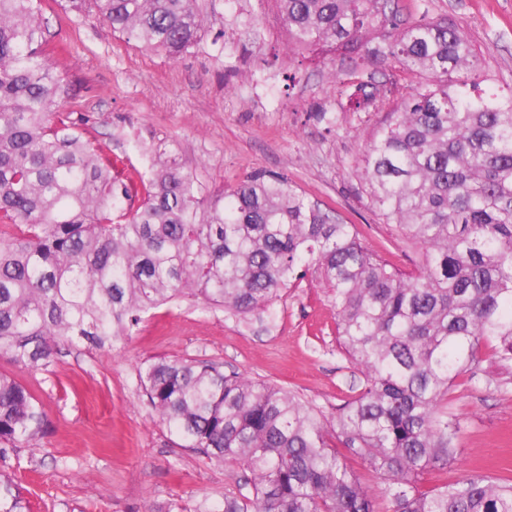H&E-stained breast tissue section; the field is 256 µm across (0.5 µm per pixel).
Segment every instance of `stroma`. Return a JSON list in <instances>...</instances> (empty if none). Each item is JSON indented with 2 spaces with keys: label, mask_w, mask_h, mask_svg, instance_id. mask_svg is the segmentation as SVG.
Returning <instances> with one entry per match:
<instances>
[{
  "label": "stroma",
  "mask_w": 512,
  "mask_h": 512,
  "mask_svg": "<svg viewBox=\"0 0 512 512\" xmlns=\"http://www.w3.org/2000/svg\"><path fill=\"white\" fill-rule=\"evenodd\" d=\"M198 4L203 38L172 60L43 0L46 36L65 46L51 62L74 90L66 109L78 131L143 172L150 158L142 144L177 142L186 165L214 192L255 172L281 174L354 225L366 247L413 271L416 249L367 205L355 171L416 75L397 67L377 72L382 91L352 112L350 76L330 77L329 59L289 51L276 0ZM403 4L408 19L426 14L457 23L499 87L512 86V0ZM335 329L330 294L311 271L247 319L182 300L149 311L131 335L104 346L58 343L40 369L0 355V373L25 385L46 418L32 445L0 459V474L31 512H197L237 489L243 471L180 447L147 404L139 368L163 358L210 361L293 390L332 415L364 384ZM465 377L451 409L459 468L512 470V369L498 367L482 348Z\"/></svg>",
  "instance_id": "obj_1"
}]
</instances>
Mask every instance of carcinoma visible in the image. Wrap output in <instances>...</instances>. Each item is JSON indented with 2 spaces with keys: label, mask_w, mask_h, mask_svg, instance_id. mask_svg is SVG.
<instances>
[{
  "label": "carcinoma",
  "mask_w": 512,
  "mask_h": 512,
  "mask_svg": "<svg viewBox=\"0 0 512 512\" xmlns=\"http://www.w3.org/2000/svg\"><path fill=\"white\" fill-rule=\"evenodd\" d=\"M291 49L340 52L350 107L380 92L385 61L423 75L368 145L356 176L384 224L417 246L404 273L282 176L251 175L215 197L177 150L153 145L141 174L104 157L62 110L42 0H0V355L47 363L74 337L102 346L182 298L260 314L314 265L339 344L364 386L327 417L297 394L208 361L160 359L139 382L179 446L235 464L239 491L202 512H379L348 462L377 472L389 512H512V477L457 461L451 389L488 347L512 366V88L490 81L446 18L404 19L401 0H279ZM61 7L178 58L201 38L196 0H61ZM32 393L0 374V457L43 432ZM345 448L349 455L338 451ZM0 512H28L0 476Z\"/></svg>",
  "instance_id": "1"
}]
</instances>
